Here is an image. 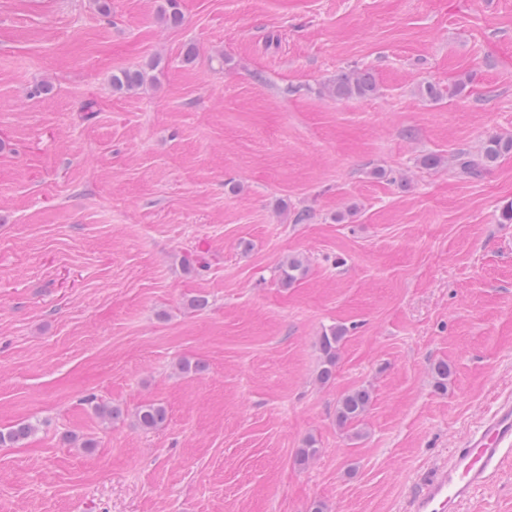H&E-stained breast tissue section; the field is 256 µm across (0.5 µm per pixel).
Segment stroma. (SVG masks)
I'll use <instances>...</instances> for the list:
<instances>
[{"label":"stroma","mask_w":512,"mask_h":512,"mask_svg":"<svg viewBox=\"0 0 512 512\" xmlns=\"http://www.w3.org/2000/svg\"><path fill=\"white\" fill-rule=\"evenodd\" d=\"M179 3L0 0V429L38 426L0 512H406L512 394V155L456 166L512 137V0ZM348 68L377 94L329 97ZM461 512H512V455ZM148 81V74L141 69L123 70L112 75V85L117 89L128 91L143 86ZM512 153V138L490 137L483 142L478 162L465 155L459 156L458 166L462 173L479 176L482 171L489 169L498 160ZM343 328H331L329 333H325L321 338L320 348L323 355L321 369L318 378L322 383L331 380L336 365V350L343 338ZM371 394L366 388H355L341 396L336 409V424L346 428L357 422L367 410ZM134 420L141 430L150 432L164 426L167 421V413L163 406L156 403H148L140 406L134 413Z\"/></svg>","instance_id":"obj_1"}]
</instances>
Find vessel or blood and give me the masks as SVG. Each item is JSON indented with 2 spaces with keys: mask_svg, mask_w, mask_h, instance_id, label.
<instances>
[{
  "mask_svg": "<svg viewBox=\"0 0 512 512\" xmlns=\"http://www.w3.org/2000/svg\"><path fill=\"white\" fill-rule=\"evenodd\" d=\"M512 453V397L496 401L480 426L456 448L447 465L421 483L408 512H459Z\"/></svg>",
  "mask_w": 512,
  "mask_h": 512,
  "instance_id": "obj_1",
  "label": "vessel or blood"
}]
</instances>
